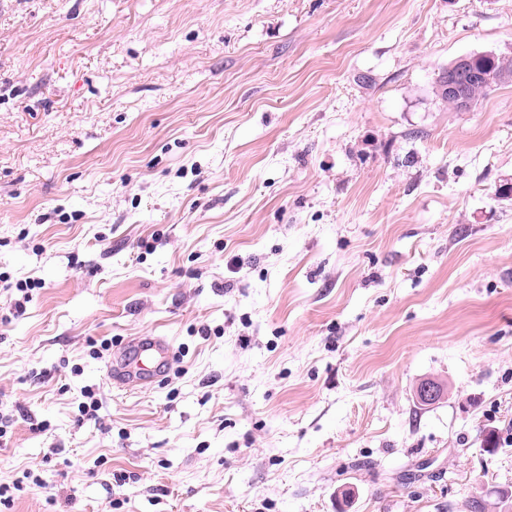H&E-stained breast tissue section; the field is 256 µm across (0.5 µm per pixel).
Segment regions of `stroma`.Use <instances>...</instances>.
<instances>
[{"label": "stroma", "instance_id": "stroma-1", "mask_svg": "<svg viewBox=\"0 0 512 512\" xmlns=\"http://www.w3.org/2000/svg\"><path fill=\"white\" fill-rule=\"evenodd\" d=\"M486 52L512 0H0V512L512 491V84L434 94ZM480 56L483 57L477 60L476 69L493 68L494 62L490 58L494 57L505 61L503 64V74H506L507 63L512 58L511 55L498 56L495 53L465 54L456 58L447 68L440 71L436 79V85L440 93L448 98L440 96L439 92L435 89L436 95L442 101L448 103L449 107L456 108L459 112H467L475 104L474 99L469 94V87L474 82L479 78L485 79L488 83H492L494 80V74L484 75L473 68L475 59ZM509 83H512V77L507 80L494 81L492 85H477L472 89V93L480 99L493 87ZM170 360V343L164 336H143L133 342L114 380L127 383L158 377Z\"/></svg>", "mask_w": 512, "mask_h": 512}]
</instances>
